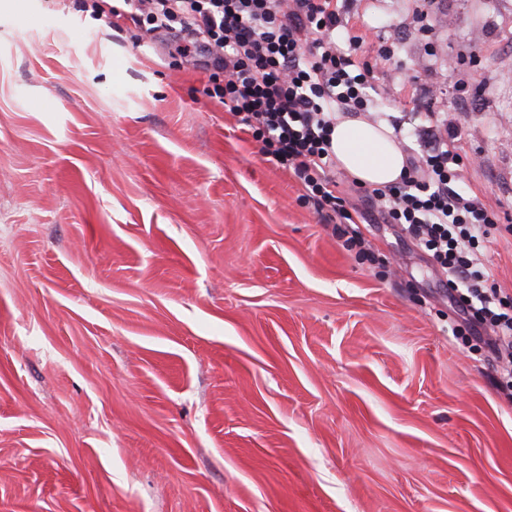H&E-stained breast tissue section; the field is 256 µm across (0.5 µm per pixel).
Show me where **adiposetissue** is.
<instances>
[{"label":"adipose tissue","mask_w":512,"mask_h":512,"mask_svg":"<svg viewBox=\"0 0 512 512\" xmlns=\"http://www.w3.org/2000/svg\"><path fill=\"white\" fill-rule=\"evenodd\" d=\"M331 148L337 165L365 185L395 182L405 165L404 152L391 130L362 116L337 119Z\"/></svg>","instance_id":"ef3b65f1"}]
</instances>
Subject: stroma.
<instances>
[{"label":"stroma","instance_id":"1","mask_svg":"<svg viewBox=\"0 0 512 512\" xmlns=\"http://www.w3.org/2000/svg\"><path fill=\"white\" fill-rule=\"evenodd\" d=\"M425 8L449 31L350 15L387 114L457 127L512 295V0ZM208 86L80 0H0V512H512V400L445 275L395 224L359 259Z\"/></svg>","mask_w":512,"mask_h":512}]
</instances>
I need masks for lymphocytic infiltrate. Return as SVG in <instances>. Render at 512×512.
Returning a JSON list of instances; mask_svg holds the SVG:
<instances>
[{
  "label": "lymphocytic infiltrate",
  "mask_w": 512,
  "mask_h": 512,
  "mask_svg": "<svg viewBox=\"0 0 512 512\" xmlns=\"http://www.w3.org/2000/svg\"><path fill=\"white\" fill-rule=\"evenodd\" d=\"M348 0H88L111 25L133 22L146 35L169 37L184 57H206L213 94L236 117L260 152L302 187L328 221L356 223L336 188L330 135L337 115L381 117L374 85L390 47L363 51ZM398 181L362 187L369 213L402 232L448 276L463 324L498 359L512 387V298L487 283L480 256L492 244L498 215L461 183L464 167L454 127L422 115Z\"/></svg>",
  "instance_id": "f902f5d3"
}]
</instances>
